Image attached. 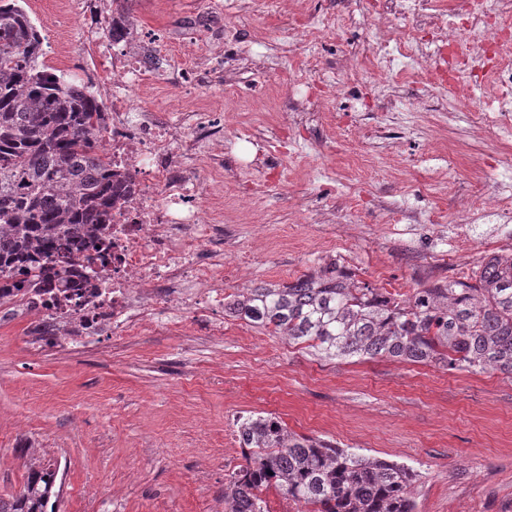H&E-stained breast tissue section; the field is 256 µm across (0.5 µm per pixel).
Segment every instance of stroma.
Segmentation results:
<instances>
[{"mask_svg":"<svg viewBox=\"0 0 512 512\" xmlns=\"http://www.w3.org/2000/svg\"><path fill=\"white\" fill-rule=\"evenodd\" d=\"M459 0H398L381 30L363 29L343 0H127L125 14L160 44L157 69L134 98L178 122L186 112L224 119L210 157H229L223 187L196 170L213 207L237 229L249 260L224 291L293 281L345 258L358 280L407 294L417 253L438 268L478 266L471 252L512 249V208L477 211L459 233L453 202L512 197V133L473 136L468 114L425 86L413 59L385 70L373 48L390 29L432 46L435 14ZM43 63L92 81L112 100V0H25ZM342 16L339 33L296 42L298 24ZM206 15L210 24L189 28ZM232 35L243 62L193 88L169 74ZM345 67L350 91L329 76ZM282 158L278 170L262 155ZM265 184L249 209L228 188ZM15 306H0V494L20 489L25 448L62 482L56 512H224V480L245 460L233 422L275 416L298 435L413 467L415 512H512V378L385 359L335 362L303 344L228 317L224 334L154 329L123 351L95 344L33 350Z\"/></svg>","mask_w":512,"mask_h":512,"instance_id":"obj_1","label":"stroma"}]
</instances>
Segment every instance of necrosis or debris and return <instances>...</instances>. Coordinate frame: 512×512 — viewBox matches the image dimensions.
<instances>
[{
  "mask_svg": "<svg viewBox=\"0 0 512 512\" xmlns=\"http://www.w3.org/2000/svg\"><path fill=\"white\" fill-rule=\"evenodd\" d=\"M467 26L493 54L504 102L498 111L483 113L480 122L511 127L506 102L512 99V58L503 51L512 45V11H493L486 0H474ZM138 37L137 28L127 25L112 41L118 60L112 65V128L105 142L113 170L127 174L131 188L112 210L103 238L105 261L90 264L75 256L69 287L50 284L21 304V313L34 318L30 333L39 340L99 336L114 347L147 327L181 332L186 312L205 335L224 333L216 317L224 307V272L240 269L245 259L234 252V225L201 207L195 177L203 144L221 127L209 112L188 114L174 124L138 111L131 91L150 73L147 59L127 50ZM441 45L439 67L426 55L417 63L424 77L448 75V103L453 111H465L466 97L455 80L468 68L467 47L447 37Z\"/></svg>",
  "mask_w": 512,
  "mask_h": 512,
  "instance_id": "1",
  "label": "necrosis or debris"
}]
</instances>
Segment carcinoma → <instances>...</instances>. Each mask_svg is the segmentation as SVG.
Masks as SVG:
<instances>
[{
  "instance_id": "carcinoma-1",
  "label": "carcinoma",
  "mask_w": 512,
  "mask_h": 512,
  "mask_svg": "<svg viewBox=\"0 0 512 512\" xmlns=\"http://www.w3.org/2000/svg\"><path fill=\"white\" fill-rule=\"evenodd\" d=\"M42 38L17 0H0V305L69 277L99 248L112 196L130 181L103 149L110 112L93 85L39 64ZM224 313L328 361L434 363L512 377V256L494 255L472 284L417 288L397 301L326 265L288 284L224 298ZM246 465L224 482L225 512H268L274 488L308 512H415L413 469L289 432L272 417L237 419ZM58 471L31 459L0 512H55Z\"/></svg>"
}]
</instances>
